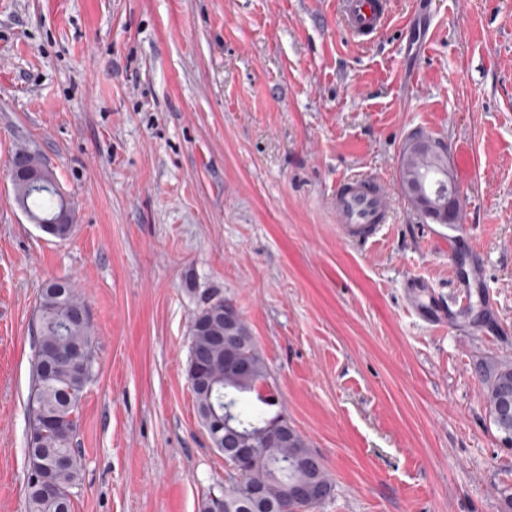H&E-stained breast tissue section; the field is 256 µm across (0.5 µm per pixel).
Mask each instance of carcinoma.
<instances>
[{
  "label": "carcinoma",
  "instance_id": "carcinoma-1",
  "mask_svg": "<svg viewBox=\"0 0 512 512\" xmlns=\"http://www.w3.org/2000/svg\"><path fill=\"white\" fill-rule=\"evenodd\" d=\"M24 172L42 174L43 187L35 188L23 175L13 181L15 202L37 226L59 239L73 231L68 203L57 190V180L39 153L21 149L13 157ZM428 158L402 153L400 178L425 167ZM238 314L231 300L213 294L194 314L190 326V355L187 378L195 396L201 423L213 447L224 455L231 486L208 493L199 512H315L334 491L322 458L304 436L280 412L270 413L277 396L269 386L267 364L244 322L226 339L224 310ZM94 339L88 327L85 304L66 279L48 282L37 307V329L32 362L31 392L35 393L34 417L44 422L35 446L27 448L28 459L42 454L63 464L49 471L57 495L37 493L27 482V512H72L71 490L81 481L78 449L73 442L79 428L78 406L92 371ZM249 363L248 372L236 370V362ZM484 398L498 436L512 438V414L501 412L512 402V364L498 363L483 371ZM230 410L233 427L255 445L240 453L234 438L213 437V427L224 421ZM288 431L282 438L279 432ZM315 485L323 495L309 502L298 488Z\"/></svg>",
  "mask_w": 512,
  "mask_h": 512
}]
</instances>
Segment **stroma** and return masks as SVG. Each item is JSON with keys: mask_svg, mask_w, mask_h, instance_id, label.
<instances>
[{"mask_svg": "<svg viewBox=\"0 0 512 512\" xmlns=\"http://www.w3.org/2000/svg\"><path fill=\"white\" fill-rule=\"evenodd\" d=\"M412 2L362 44L336 0H0V512H26L32 329L54 278L95 340L72 512H199L229 486L187 379L215 292L326 465L317 512H505L512 450L481 366L512 363V0ZM415 132L448 147L471 232L456 249L402 190ZM25 147L72 204L67 239L14 201ZM358 172L394 201L364 247L331 204ZM473 248L484 331L431 326L407 281L453 303Z\"/></svg>", "mask_w": 512, "mask_h": 512, "instance_id": "obj_1", "label": "stroma"}]
</instances>
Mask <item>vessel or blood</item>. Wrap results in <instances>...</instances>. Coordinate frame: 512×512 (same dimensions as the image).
Listing matches in <instances>:
<instances>
[{
	"label": "vessel or blood",
	"mask_w": 512,
	"mask_h": 512,
	"mask_svg": "<svg viewBox=\"0 0 512 512\" xmlns=\"http://www.w3.org/2000/svg\"><path fill=\"white\" fill-rule=\"evenodd\" d=\"M337 5L344 28L357 41L366 43L390 25L395 0H337ZM334 202L336 229L347 241L361 245L371 243L392 219L388 192L378 178L368 174L337 183ZM430 294L429 283L421 279L412 280L407 289L410 302L428 304L426 317L429 321L438 326L453 321L455 309L431 299Z\"/></svg>",
	"instance_id": "obj_1"
}]
</instances>
